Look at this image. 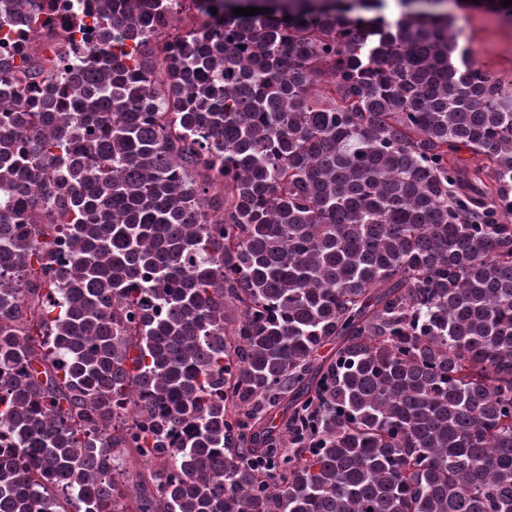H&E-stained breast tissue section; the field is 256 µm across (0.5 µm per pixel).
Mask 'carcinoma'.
I'll use <instances>...</instances> for the list:
<instances>
[{
    "label": "carcinoma",
    "instance_id": "obj_1",
    "mask_svg": "<svg viewBox=\"0 0 512 512\" xmlns=\"http://www.w3.org/2000/svg\"><path fill=\"white\" fill-rule=\"evenodd\" d=\"M266 2L0 0V512H512V5ZM44 3L55 4L53 17V33L57 36L64 31L74 30L75 47L92 42L97 28L94 17L98 12L97 0H44ZM455 15L453 29L460 45L471 48L477 67L506 85L512 83V53L506 48L511 40L509 26L481 10L462 9Z\"/></svg>",
    "mask_w": 512,
    "mask_h": 512
}]
</instances>
